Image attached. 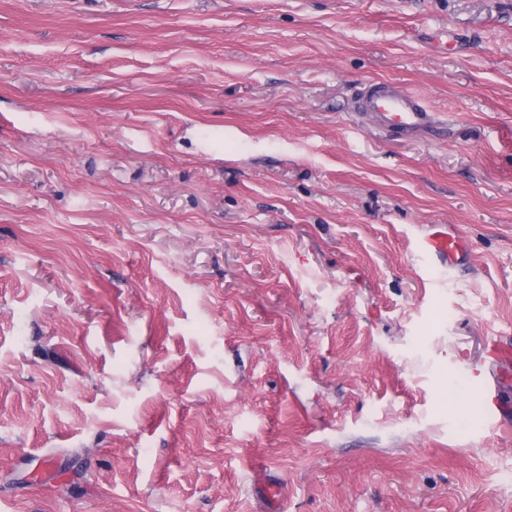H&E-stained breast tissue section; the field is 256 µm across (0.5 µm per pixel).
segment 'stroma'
I'll return each mask as SVG.
<instances>
[{"instance_id":"obj_1","label":"stroma","mask_w":512,"mask_h":512,"mask_svg":"<svg viewBox=\"0 0 512 512\" xmlns=\"http://www.w3.org/2000/svg\"><path fill=\"white\" fill-rule=\"evenodd\" d=\"M494 336L512 0H0V512H512ZM365 115L403 134L434 124V114L416 92L393 83H370L359 99ZM456 229V226L439 227L421 240V250L443 268L453 269L459 265L469 248L466 237Z\"/></svg>"}]
</instances>
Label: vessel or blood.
Instances as JSON below:
<instances>
[{
  "instance_id": "1",
  "label": "vessel or blood",
  "mask_w": 512,
  "mask_h": 512,
  "mask_svg": "<svg viewBox=\"0 0 512 512\" xmlns=\"http://www.w3.org/2000/svg\"><path fill=\"white\" fill-rule=\"evenodd\" d=\"M359 109L365 115L409 134L432 125L434 115L416 92L386 81L370 83L359 99ZM421 250L441 267L459 265L469 245L455 227H440L427 233L420 243Z\"/></svg>"
}]
</instances>
